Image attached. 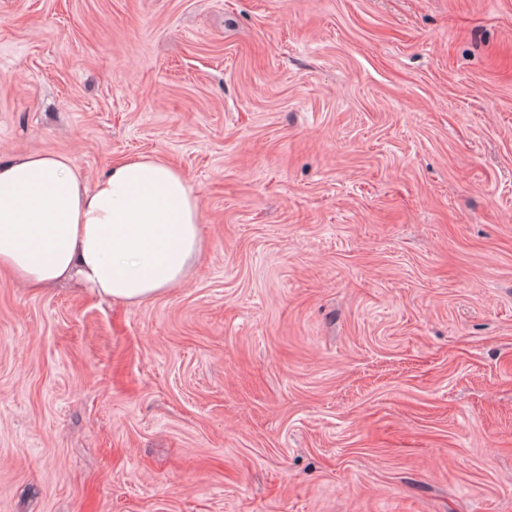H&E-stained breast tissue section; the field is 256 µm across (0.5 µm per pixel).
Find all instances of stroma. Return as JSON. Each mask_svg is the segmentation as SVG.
<instances>
[{"mask_svg": "<svg viewBox=\"0 0 512 512\" xmlns=\"http://www.w3.org/2000/svg\"><path fill=\"white\" fill-rule=\"evenodd\" d=\"M136 155L140 304L0 270V512H512V0H0V154Z\"/></svg>", "mask_w": 512, "mask_h": 512, "instance_id": "35a3bbf8", "label": "stroma"}]
</instances>
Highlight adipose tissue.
Returning a JSON list of instances; mask_svg holds the SVG:
<instances>
[{
    "label": "adipose tissue",
    "mask_w": 512,
    "mask_h": 512,
    "mask_svg": "<svg viewBox=\"0 0 512 512\" xmlns=\"http://www.w3.org/2000/svg\"><path fill=\"white\" fill-rule=\"evenodd\" d=\"M203 242L197 193L158 158H124L90 184L66 155L0 157V266L27 284L75 276L141 303L184 281Z\"/></svg>",
    "instance_id": "1"
}]
</instances>
